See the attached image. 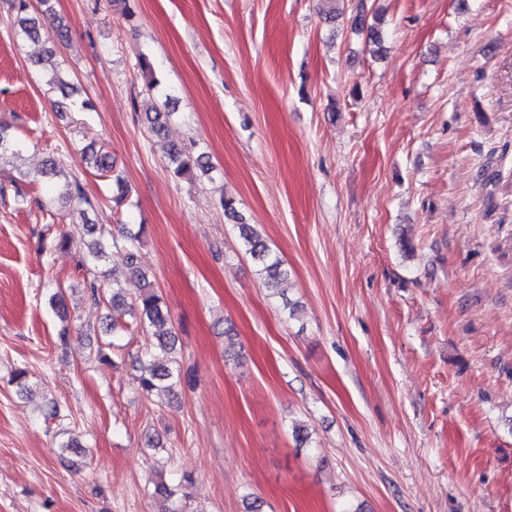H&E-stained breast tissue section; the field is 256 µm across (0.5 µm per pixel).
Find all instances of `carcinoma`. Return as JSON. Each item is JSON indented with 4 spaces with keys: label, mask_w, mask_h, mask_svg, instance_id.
Returning a JSON list of instances; mask_svg holds the SVG:
<instances>
[{
    "label": "carcinoma",
    "mask_w": 512,
    "mask_h": 512,
    "mask_svg": "<svg viewBox=\"0 0 512 512\" xmlns=\"http://www.w3.org/2000/svg\"><path fill=\"white\" fill-rule=\"evenodd\" d=\"M45 9L39 16L27 15L28 5L25 0H19L17 25L19 33L23 36L39 40L45 39L47 47L41 56L35 60V65L51 74L52 84L56 85L61 91L63 100L57 103L58 111L64 112L67 109V101L73 98L74 91L70 90V85L64 81L60 70V62L57 53L52 44L61 41L66 36L64 28L57 24L54 26L53 34L43 37L42 17L51 14V8L48 6V0H42ZM366 14L364 4H359L356 15L352 22L353 29L366 32L370 43L378 45L381 43V30L379 23L365 24ZM140 69L146 79V87L153 91L160 86L156 77V72L152 61L148 57H143L140 62ZM171 113L163 112L155 107L151 111L144 113L145 121L148 124L150 132L157 138L164 135L165 127ZM23 145L11 138L7 134V127L0 125V160L8 156L12 159H18L22 152ZM85 160L87 167L95 171L99 177L111 180L117 187V195L112 197L115 207L122 206L126 200L127 188L121 176L114 172L112 156L98 149L90 143L85 147ZM163 154L167 159L169 169L175 177L193 182L197 179L198 173H207L208 165L202 162L203 155L194 154L188 146L183 143L167 141L163 144ZM60 199L66 205L78 212L81 217H86L88 211L95 209L94 202L87 196L80 180L76 177L64 182L60 192ZM224 215L232 219L239 227L240 233L249 245V253L257 262L259 275L263 281L264 287L271 294L278 293L280 284L288 276V268L284 262L271 253V250L262 240L258 230L252 224L243 221L240 215L236 201L231 197L222 199ZM123 244L127 250V266L131 275L140 280L137 292L131 296H126L123 291L122 282L117 277H112V290L104 288V284L98 279L97 274L85 279V292L87 300L97 305L106 302L112 311L118 315L130 316L143 330L153 337V347L171 355L168 362L162 363L156 360L151 350L141 353L146 360L143 366V373L139 378V388L147 396L162 391L175 392L176 389L189 383L187 377L181 373L179 361L177 359L178 338L174 329L172 319L165 308L162 297L154 289L153 283L149 281L148 275L142 272L136 265L137 246L141 242L143 228L133 230L127 224L118 225ZM78 235L75 238L71 233H65L56 239L55 247L62 251H68L74 245L80 243L79 248L81 264L84 267H96L107 256L110 246L117 244L111 230L105 228L102 231H96L95 226L83 224L78 227ZM49 305L62 323L59 332V340L64 342L69 336V323L71 315L64 299V290H57L49 298ZM192 483L189 477L183 478L175 486L160 481L154 483V494L162 499L165 508L164 512H177L173 509V504L180 498L187 497L185 493L186 485Z\"/></svg>",
    "instance_id": "carcinoma-1"
}]
</instances>
